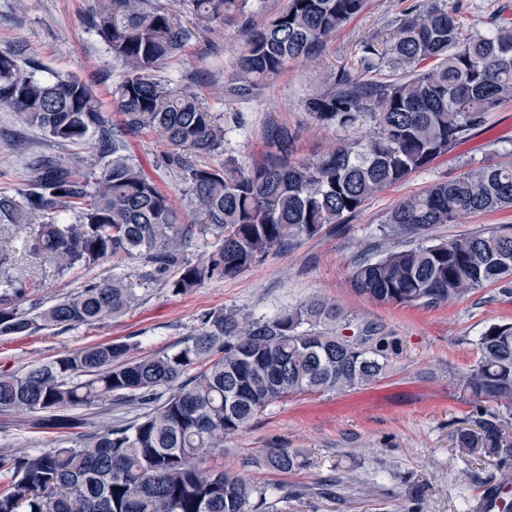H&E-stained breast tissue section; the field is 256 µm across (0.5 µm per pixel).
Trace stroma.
I'll return each mask as SVG.
<instances>
[{
  "instance_id": "35a3bbf8",
  "label": "stroma",
  "mask_w": 512,
  "mask_h": 512,
  "mask_svg": "<svg viewBox=\"0 0 512 512\" xmlns=\"http://www.w3.org/2000/svg\"><path fill=\"white\" fill-rule=\"evenodd\" d=\"M414 0H368L329 43L318 70L293 63L261 95L231 100L220 88L231 73L237 28L217 25L203 42L189 43L183 55L167 62L161 76L175 85H192L211 112L224 119V150L213 165L231 158L241 167L264 159L270 151L267 129L288 127L295 135L294 161L318 159L341 134L317 123L305 100L326 89L340 69H356L357 44L371 35L388 36L389 24ZM98 0H0V51L10 50L35 65L39 75H70L89 84L110 123L120 116L112 91L123 70L92 24ZM213 53H205V46ZM512 150V102L490 113L486 123L436 159L429 167L384 190L351 217L343 230L324 228L316 237L282 248L232 278L212 279L186 294H172L163 278L150 276L138 257L126 258L119 272L137 286L138 303L119 318L94 327H52L27 336H0V370L21 372L64 352L102 342L136 344V356L167 351L196 333L199 318L217 308L244 309L271 316L312 298H323L351 315L386 324L402 343L403 353L387 377L346 393L294 394L269 406L247 432L224 445L225 468L247 475L256 485L279 484L300 490L289 512H405L404 475L428 479L431 489L418 512H475L483 481L499 482L504 462L482 453L462 454L454 431L466 421L471 396L457 384L458 375L478 359L477 336L492 323L512 322V295L493 285L455 304L435 308L377 304L351 286L352 266L401 248L399 238L384 236L389 211L402 199L448 180L471 167ZM165 146L155 131L129 139L127 152L173 200L184 223H192L191 206L178 182L160 164ZM75 157L82 169L100 167L93 142L55 141L23 124L0 105V191L26 184L32 166L42 159ZM18 267L41 282L34 296L48 306L73 292L84 274L59 275L42 257L20 254ZM34 415L0 413V452L17 455L49 447L50 437L34 428ZM300 451L308 465L295 474H278L258 464L266 449ZM476 479L458 480L460 470ZM350 475L353 485L337 487L331 497L313 495L317 482ZM367 493H360V486Z\"/></svg>"
}]
</instances>
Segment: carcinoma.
<instances>
[{
  "mask_svg": "<svg viewBox=\"0 0 512 512\" xmlns=\"http://www.w3.org/2000/svg\"><path fill=\"white\" fill-rule=\"evenodd\" d=\"M198 30L240 27L228 99L262 93L288 64L316 67L328 42L367 0H287L262 25L250 0H180ZM458 0H420L391 21L388 38L358 43L361 71L343 69L304 102L318 122L344 132L315 161L293 162L294 137L272 126L275 151L250 168L233 159L200 161L224 150V126L189 85L158 78L193 33L159 0H100L92 26L124 68L113 91L123 116L107 123L91 87L73 77L40 78L32 66L0 52V105L22 123L66 143L98 132L109 154L99 171L48 160L12 195L0 192V335L26 336L54 326L92 327L126 313L138 300L115 271L85 281L44 308L17 301L40 282L16 272L28 252L61 275L113 268L138 256L174 294L233 277L273 251L339 226L379 192L427 168L512 100V18H490L486 34L465 33ZM157 130L168 150L162 165L181 181L197 221L182 223L171 198L125 154L124 137ZM512 208V151L398 203L385 235L423 237L476 213ZM32 215L48 216L24 237ZM213 236L204 258L185 257L195 239ZM351 283L380 304L434 308L489 285L512 293V225L415 246L355 263ZM477 363L458 375L476 397L475 428L456 430V446L512 458V323H493L475 341ZM135 346L100 343L68 351L25 372L0 371V412L37 413L36 426L55 445L25 456L0 454V512H288V494L259 487L245 474L205 465L224 441L248 430L272 404L293 394L345 392L385 375L401 355L385 324L348 316L336 303L312 299L270 318L239 309L204 313L196 334L178 348L136 358ZM169 395L161 398V390ZM135 401L149 411L127 425L87 429L72 414L95 402ZM494 402L499 409L485 406ZM263 464L290 474L305 465L286 448L267 450Z\"/></svg>",
  "mask_w": 512,
  "mask_h": 512,
  "instance_id": "obj_1",
  "label": "carcinoma"
}]
</instances>
